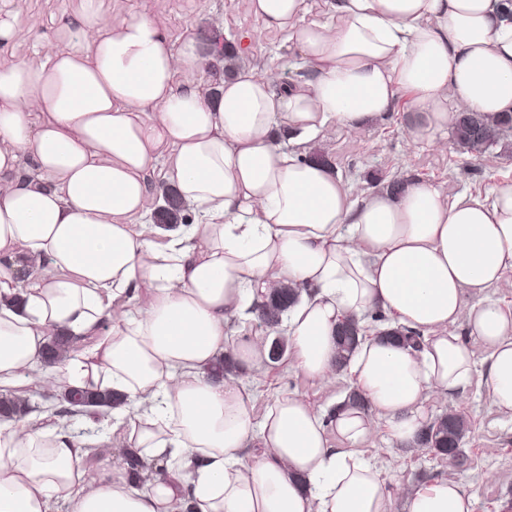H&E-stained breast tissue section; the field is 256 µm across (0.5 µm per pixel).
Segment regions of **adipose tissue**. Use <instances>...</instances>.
<instances>
[{"label":"adipose tissue","instance_id":"ef3b65f1","mask_svg":"<svg viewBox=\"0 0 512 512\" xmlns=\"http://www.w3.org/2000/svg\"><path fill=\"white\" fill-rule=\"evenodd\" d=\"M326 4L332 20L319 23L306 0H249L310 75L287 91L250 66L212 91L179 84L177 70L203 63L197 41L173 48L146 12L103 27L98 0L63 16L45 63L0 66V393L40 374L50 336L94 337L52 367V385L122 395L113 432L170 463L141 487L119 467L82 469L107 454L103 440L0 424V512H390L392 481L355 448L378 419L393 444H414L429 393L470 387L475 340L493 404L512 417V309L480 299L512 288V181L451 199L411 177L393 195L298 159L332 125L365 132L402 90L417 141L461 111L512 113V17L503 0ZM162 147L167 181L198 212L167 233L128 222ZM19 247L43 268L22 275ZM280 283L299 292L284 322L293 366L320 386L335 380L345 316L383 310L422 333L417 350L365 338L348 361L371 413L327 418L281 395L256 422L239 379L207 377L227 353L242 375L265 368L268 343L231 340L230 323L253 320ZM143 288L149 305L132 313ZM405 500L406 512H473L445 479Z\"/></svg>","mask_w":512,"mask_h":512}]
</instances>
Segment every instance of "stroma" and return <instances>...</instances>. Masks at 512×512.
Listing matches in <instances>:
<instances>
[{
    "label": "stroma",
    "instance_id": "obj_1",
    "mask_svg": "<svg viewBox=\"0 0 512 512\" xmlns=\"http://www.w3.org/2000/svg\"><path fill=\"white\" fill-rule=\"evenodd\" d=\"M65 7L80 11L82 0H24L17 8L24 24L10 45L0 47V66L44 54L58 35ZM99 8L107 24L118 23L133 11H147L163 23L176 47L187 36L211 26L220 28L231 44L240 36H248L251 52L243 57V64L271 67L279 79L293 84L305 81L295 65V46L286 34L266 30L249 11L248 0H99ZM411 118L408 110H395L358 135L339 126L309 144L308 150L328 155L345 179L367 191L373 188L370 176L376 172L389 179L418 176L449 195H484L499 181L512 180V153L486 160L485 156L460 150L449 130L434 132L423 142L413 141L409 135ZM474 352V373L468 390L450 398L432 394L426 403L429 418L453 409L468 420L462 468L450 469L423 451L412 453L394 447L380 425L359 446V453L377 462L401 486L393 495L391 512H404L406 490L436 479L454 481L472 493L474 512H512V419L500 416L491 401L483 378L486 350L478 345ZM243 383L254 396L253 413L257 416L275 396L289 394L325 412L351 386L347 372L337 374L335 388L325 389L289 364L245 377Z\"/></svg>",
    "mask_w": 512,
    "mask_h": 512
}]
</instances>
